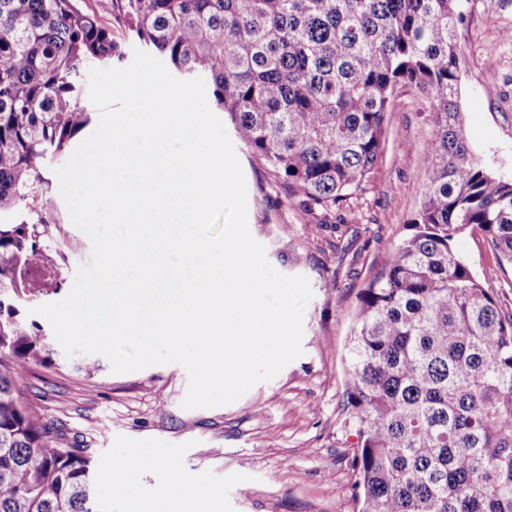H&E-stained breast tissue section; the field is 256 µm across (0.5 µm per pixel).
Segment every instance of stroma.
I'll use <instances>...</instances> for the list:
<instances>
[{
    "mask_svg": "<svg viewBox=\"0 0 512 512\" xmlns=\"http://www.w3.org/2000/svg\"><path fill=\"white\" fill-rule=\"evenodd\" d=\"M463 7L462 125L484 165L512 180V0H463ZM430 131L421 99L411 92L396 97L375 168L326 215L305 211L264 161L235 143L251 235L277 271L305 276L313 292L302 355L236 402L186 410L182 366L115 374L104 360L90 378L56 343L54 365L26 373L29 402L64 442L87 449L101 512H115L113 477L123 470L131 493L143 500L175 481L192 491L221 490V512H358L349 466L357 438L342 415L344 345L360 289L383 269L419 207ZM56 204L65 238L82 248L62 269L64 288L45 295L48 303L68 295L78 266L91 256L90 240L72 223L64 199ZM454 247L511 315L512 262L476 231L461 234ZM119 448L153 449L163 464L126 469Z\"/></svg>",
    "mask_w": 512,
    "mask_h": 512,
    "instance_id": "1",
    "label": "stroma"
}]
</instances>
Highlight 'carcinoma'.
Returning <instances> with one entry per match:
<instances>
[{
	"label": "carcinoma",
	"mask_w": 512,
	"mask_h": 512,
	"mask_svg": "<svg viewBox=\"0 0 512 512\" xmlns=\"http://www.w3.org/2000/svg\"><path fill=\"white\" fill-rule=\"evenodd\" d=\"M124 37L211 106L308 210L329 211L374 168L394 99L434 114L409 233L359 293L344 361V426L360 512H512V315L453 248L479 231L512 261V181L463 133L461 0H107ZM125 58L75 0H0V512H100L86 449L62 448L20 380L47 362L21 316L60 285L47 160L91 122L80 83Z\"/></svg>",
	"instance_id": "obj_1"
}]
</instances>
